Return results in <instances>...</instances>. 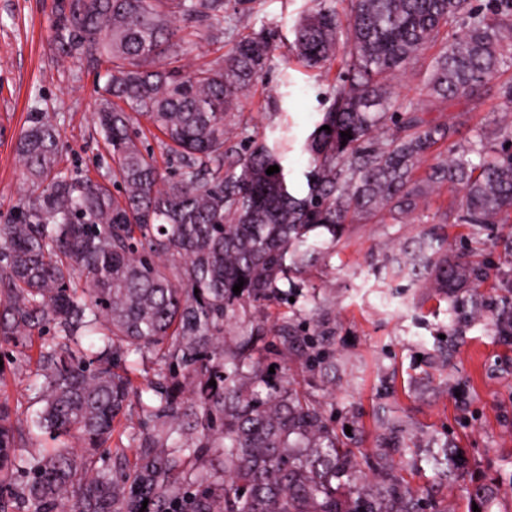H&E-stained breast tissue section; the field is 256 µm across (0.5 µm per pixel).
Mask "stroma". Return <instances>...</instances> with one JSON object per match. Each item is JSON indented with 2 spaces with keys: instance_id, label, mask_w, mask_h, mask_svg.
Here are the masks:
<instances>
[{
  "instance_id": "1",
  "label": "stroma",
  "mask_w": 512,
  "mask_h": 512,
  "mask_svg": "<svg viewBox=\"0 0 512 512\" xmlns=\"http://www.w3.org/2000/svg\"><path fill=\"white\" fill-rule=\"evenodd\" d=\"M310 0H226L233 31L194 38L172 67L205 68L220 62L236 38L258 34L275 49L259 82L224 123L230 145L243 138L287 135L286 165L305 191L308 160L301 151L315 122L332 102L338 66L305 67L289 53L292 28ZM57 0H0V224L11 223L24 193L17 142L31 113L43 112L61 130L58 168L79 179L108 181L113 164L94 122L104 71L85 61H58L53 45ZM500 79L481 96L432 101L426 116L443 123L466 113L467 125L512 123L498 98ZM447 189L431 192L405 224L348 225L326 243L299 279L293 302L263 303L261 371L288 380L318 401L338 440L355 455L357 471L390 467L436 512H512V338L499 317L512 310L503 276L512 254L503 241L512 224H489L479 235L445 224ZM436 235L449 256L490 263L480 288L444 295L432 282L395 273L400 249ZM314 328L320 365L307 366L300 337ZM291 344H283L282 335ZM37 350L24 341H0V404L32 418L30 384Z\"/></svg>"
}]
</instances>
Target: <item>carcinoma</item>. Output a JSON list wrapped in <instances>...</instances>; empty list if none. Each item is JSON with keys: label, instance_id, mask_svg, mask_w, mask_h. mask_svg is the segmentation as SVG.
<instances>
[{"label": "carcinoma", "instance_id": "carcinoma-1", "mask_svg": "<svg viewBox=\"0 0 512 512\" xmlns=\"http://www.w3.org/2000/svg\"><path fill=\"white\" fill-rule=\"evenodd\" d=\"M311 2L290 51L322 69L340 50L343 71L302 146L307 191L298 194L288 136L251 140L232 160L224 149V114L261 75L267 41L242 37L221 63L187 75L164 67L187 37L171 14L222 34L224 0H60L56 56L106 65L95 119L122 199L105 182L58 171L60 129L31 116L18 144L27 190L14 223L0 224V336L54 331L38 354L32 420L54 446L32 458L33 477L15 494L35 512H410L412 491L392 477L375 498L336 485L352 455L321 409L255 372L261 325L228 343L224 324L246 303L284 296L280 285L295 288L321 251L318 235L334 242L358 220L403 224L435 185L457 194L458 224L512 223V130L493 138L478 128L461 142L464 115L423 118L424 100L476 97L512 68V0H350L344 18L334 0ZM432 49L420 99L398 102L393 77ZM136 115L181 172H161L140 149ZM274 165L279 172L266 174ZM417 251L414 276L437 288H477L487 277L429 242ZM85 334L100 336L97 350L78 348ZM124 344L157 352L152 397L131 427L133 473L97 474L73 448L111 441L132 391L114 369ZM22 432L0 405L5 490L21 466Z\"/></svg>", "mask_w": 512, "mask_h": 512}]
</instances>
